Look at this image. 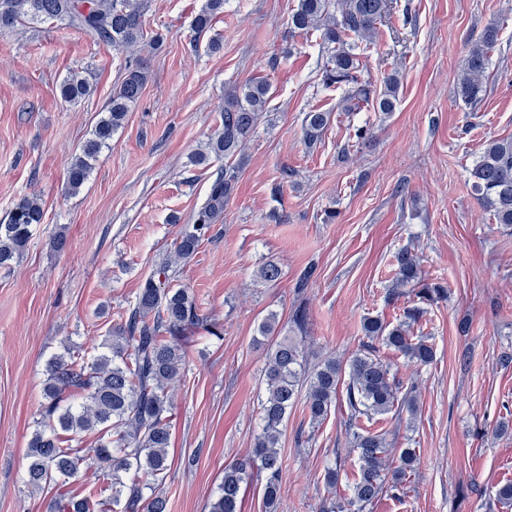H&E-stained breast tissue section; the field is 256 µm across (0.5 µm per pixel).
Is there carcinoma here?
Segmentation results:
<instances>
[{"label": "carcinoma", "instance_id": "obj_1", "mask_svg": "<svg viewBox=\"0 0 512 512\" xmlns=\"http://www.w3.org/2000/svg\"><path fill=\"white\" fill-rule=\"evenodd\" d=\"M225 0H206L195 17L197 34L210 30L213 18L224 12ZM148 0H0V31L17 23L56 21L66 28L83 31L114 48L134 49L145 43L150 50L162 47L163 37L147 36L144 15ZM390 0H297L288 20V32H319L326 61L322 83L344 88L337 111L360 112L370 106L386 115L395 111L400 72L385 77L383 88L374 93L358 79L361 41L374 37L377 24L388 14ZM499 30L487 26L467 51L457 93L467 105L480 103L487 92L486 73ZM147 79L146 59L131 62L118 90L104 109L91 136L84 141L66 170L65 190L75 195L89 179L93 162L112 142L123 125L126 112L139 98ZM269 84L253 80L224 97L221 129L209 140L207 151L196 154L193 163L204 164L209 156L227 158L240 154L266 111ZM92 92L88 80L77 73L60 85L67 102ZM330 124V113L312 109L302 124L303 140L309 147L322 140ZM473 189L492 212L497 224H512V138H491L470 171ZM236 175L229 170L215 173L207 198L194 213L174 243L175 260H188L209 240L211 226L224 215V206L235 190ZM44 209L38 195L22 198L0 222V268H8L25 250L32 228L43 222ZM171 262L163 261L141 283L133 303L117 313L106 343L87 351L64 340L63 352L47 359L42 401L25 456L26 484L32 489L49 487L54 495L48 512H166L163 485L170 468L167 419L169 384L184 375L187 330L202 327L223 338L224 328L200 313L192 289L172 284ZM264 284L274 285L281 269L268 262L257 271ZM413 293L420 301L433 302L443 288L425 280L418 257L406 248L396 255V273L388 299L395 301ZM424 308L406 307L403 320L395 325L377 317H366L362 330L367 342L346 363L334 359L307 369L301 342L283 336L269 343L260 400L261 430L251 452L224 467V476L208 504V512H240L241 486L252 475H264L263 501L267 512H275L281 490L282 460L279 441L288 420V410L301 390L310 420H325L336 405L342 367L348 368L347 421L356 429L352 451L359 471L350 497L327 499L320 512H365L383 493L398 491L406 476L415 471L416 452L404 449L399 466L389 476L383 458L387 441L383 434L359 429L361 420L371 421L393 409L417 414L413 390H403L396 364L383 359L380 348L391 349L409 361L425 365L434 351L423 336L410 335L420 322ZM88 434L96 435L88 453L73 446ZM94 470L107 479L105 485L75 494L70 486L82 471Z\"/></svg>", "mask_w": 512, "mask_h": 512}]
</instances>
